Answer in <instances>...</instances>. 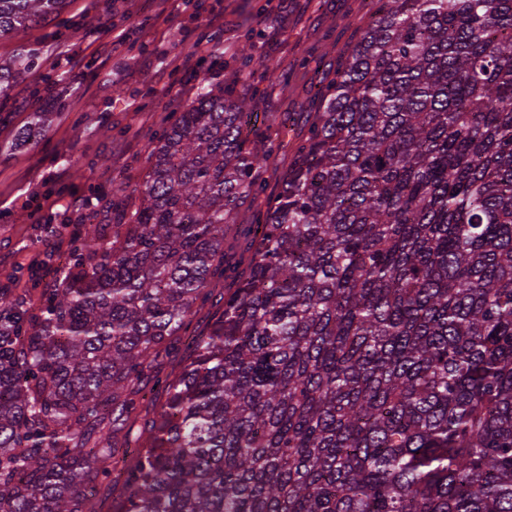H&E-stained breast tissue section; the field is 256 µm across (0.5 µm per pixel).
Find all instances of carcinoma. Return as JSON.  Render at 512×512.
I'll return each mask as SVG.
<instances>
[{
  "instance_id": "1",
  "label": "carcinoma",
  "mask_w": 512,
  "mask_h": 512,
  "mask_svg": "<svg viewBox=\"0 0 512 512\" xmlns=\"http://www.w3.org/2000/svg\"><path fill=\"white\" fill-rule=\"evenodd\" d=\"M319 89L251 258L184 341L283 144L203 85L79 224L63 275L0 288V512H512V0H376ZM66 0H0V39ZM40 50L0 61V93ZM186 364L135 448L160 358ZM228 288H235V284L231 280H221L212 288L209 301L194 309L191 329L197 334H207L211 330L217 312L224 307V293ZM158 396V386L154 385L153 382L149 385L146 396L142 400L139 408L140 416L132 423L131 434L135 437L141 427H143L146 419H151L154 415V411L158 408V402L155 404V399ZM123 495L124 489L119 482L115 480L99 482L92 498L93 507L96 512H113L112 507L122 499Z\"/></svg>"
}]
</instances>
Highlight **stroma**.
<instances>
[{"label":"stroma","instance_id":"1","mask_svg":"<svg viewBox=\"0 0 512 512\" xmlns=\"http://www.w3.org/2000/svg\"><path fill=\"white\" fill-rule=\"evenodd\" d=\"M376 9L374 0H68L62 14L79 28L71 39H49L31 28L0 42V58L23 47L42 50L39 68L0 98V286L31 287L33 263L62 268L70 243H56L36 224L26 201L61 192L74 199L68 222L80 223L84 197L96 200L99 223L112 218L116 183L136 186L155 134L194 100L195 86L169 77L168 64L190 49L184 35L224 47V66L204 72L206 83H229L244 42H251L249 70L276 68L281 81H242L249 95L255 137L297 141L317 108L314 93L356 42ZM127 42L113 47L115 32ZM52 78L49 94L34 89ZM290 153L279 152L265 173L263 192L239 210L237 221L254 223L280 188Z\"/></svg>","mask_w":512,"mask_h":512}]
</instances>
